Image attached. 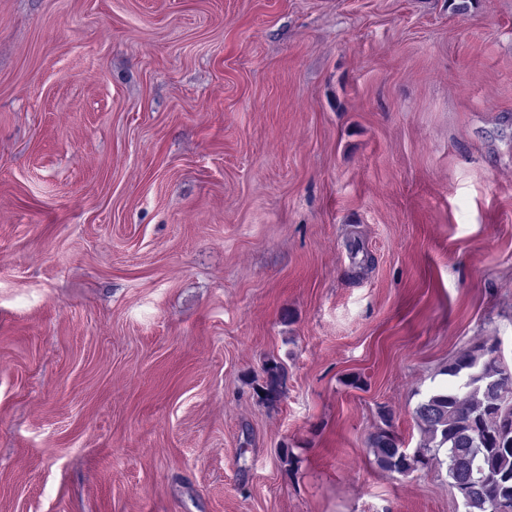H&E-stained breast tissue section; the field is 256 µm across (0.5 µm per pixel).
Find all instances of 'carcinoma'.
<instances>
[{"mask_svg":"<svg viewBox=\"0 0 512 512\" xmlns=\"http://www.w3.org/2000/svg\"><path fill=\"white\" fill-rule=\"evenodd\" d=\"M483 343L448 362L447 386L429 393L415 409L423 439L413 455L401 449L391 413L382 412L384 428L370 437L378 465L408 473L421 465L444 463L452 487L468 477L472 490L467 512H512V370ZM260 391L266 401L283 393L285 368L270 362Z\"/></svg>","mask_w":512,"mask_h":512,"instance_id":"cac0c4a2","label":"carcinoma"}]
</instances>
